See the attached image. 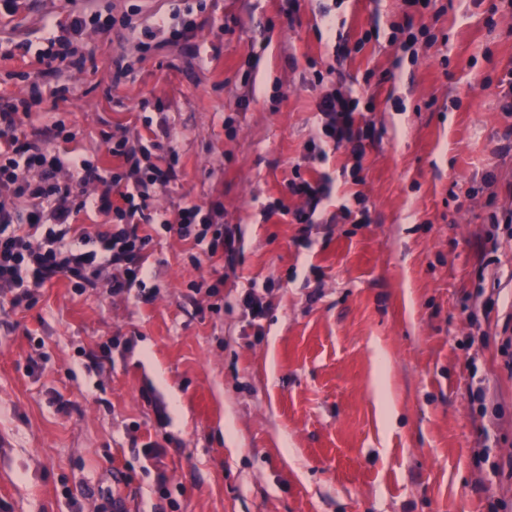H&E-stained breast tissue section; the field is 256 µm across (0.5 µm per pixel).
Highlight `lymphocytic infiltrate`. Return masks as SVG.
<instances>
[{
    "instance_id": "f902f5d3",
    "label": "lymphocytic infiltrate",
    "mask_w": 512,
    "mask_h": 512,
    "mask_svg": "<svg viewBox=\"0 0 512 512\" xmlns=\"http://www.w3.org/2000/svg\"><path fill=\"white\" fill-rule=\"evenodd\" d=\"M43 49L37 58L47 71L60 73L75 66L69 37L58 35L44 22ZM360 96L330 92L317 104L320 116L317 141L305 146L308 157L325 158L327 150H344L362 160L376 128L359 108ZM145 128H158L149 140L127 139L107 147V158L90 160L56 149L53 140L28 136L16 105H0V295L12 306L30 305L47 283L66 278L78 288H102L118 296L144 286L149 275L142 251L149 241L145 224H158L182 237H194L201 251L194 266L213 262L218 251L233 250L239 229L201 216V207L185 201L175 215L152 209L151 200L175 180L176 153L165 148L170 136L166 124L144 117ZM97 194H90V187ZM288 189L303 199L293 211L297 224L312 223L327 198L326 180L295 177ZM121 205H113V197ZM105 216L107 229L77 230L79 213Z\"/></svg>"
}]
</instances>
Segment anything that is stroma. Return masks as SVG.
Returning <instances> with one entry per match:
<instances>
[{
  "label": "stroma",
  "mask_w": 512,
  "mask_h": 512,
  "mask_svg": "<svg viewBox=\"0 0 512 512\" xmlns=\"http://www.w3.org/2000/svg\"><path fill=\"white\" fill-rule=\"evenodd\" d=\"M190 3L176 42L144 34L170 0L0 5V40L35 46L44 20L89 19L83 69L0 59L29 135L63 121L93 160L166 117L178 177L153 208L216 206L241 231L197 268L193 238L154 224L144 288L0 300V512H512V231L491 224L512 211V0H433L413 56L392 39L404 0ZM335 62L374 98L358 165L304 158ZM297 174L331 181L319 223L273 209L302 207ZM358 195L365 224L341 215Z\"/></svg>",
  "instance_id": "35a3bbf8"
}]
</instances>
